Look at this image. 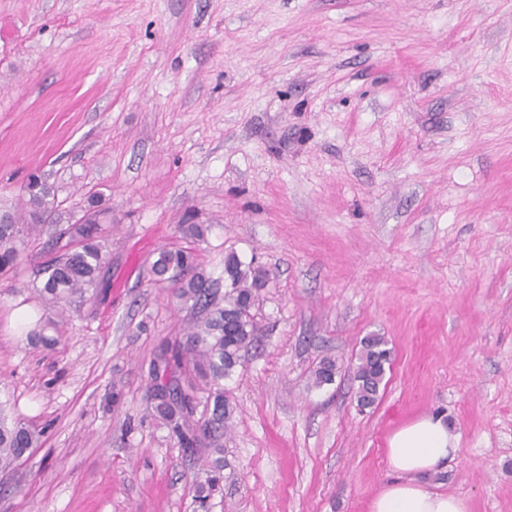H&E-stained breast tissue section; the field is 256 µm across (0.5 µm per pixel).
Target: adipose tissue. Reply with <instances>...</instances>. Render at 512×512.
<instances>
[{
  "label": "adipose tissue",
  "instance_id": "1",
  "mask_svg": "<svg viewBox=\"0 0 512 512\" xmlns=\"http://www.w3.org/2000/svg\"><path fill=\"white\" fill-rule=\"evenodd\" d=\"M457 450L442 418L424 416L399 427L386 448L394 478L372 498L369 512H469L465 499L437 491L426 480Z\"/></svg>",
  "mask_w": 512,
  "mask_h": 512
}]
</instances>
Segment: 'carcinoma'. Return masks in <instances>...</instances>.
<instances>
[{"label": "carcinoma", "mask_w": 512, "mask_h": 512, "mask_svg": "<svg viewBox=\"0 0 512 512\" xmlns=\"http://www.w3.org/2000/svg\"><path fill=\"white\" fill-rule=\"evenodd\" d=\"M22 191L18 205L0 211V275L23 262L29 238L46 231L50 240L40 267L43 281L37 289L45 300L63 309L74 296L103 287L102 273L108 260L104 223L109 210L92 199L83 218L53 225L48 219L55 217L60 207L55 185L45 176L32 175ZM152 273L155 283L169 284L178 300L206 312L186 339L163 342L150 368L148 400L153 412L171 427L184 447L194 448L224 435L233 407L224 396L221 381L233 373L241 353L261 333L253 310L259 306L270 273L261 266L244 264L234 253L228 254L224 281L229 289L224 292L222 306L214 304L211 280L197 270L189 248L161 250ZM388 366L390 351L384 337H364L354 373L360 409L376 403ZM336 373V361L322 360L314 373V385L332 383ZM202 402L209 415L196 421L194 413ZM37 443L38 435L27 426L0 419L1 468L12 465ZM223 481L222 465L217 460L206 482L197 486L200 508H206L211 497L221 491Z\"/></svg>", "instance_id": "cac0c4a2"}]
</instances>
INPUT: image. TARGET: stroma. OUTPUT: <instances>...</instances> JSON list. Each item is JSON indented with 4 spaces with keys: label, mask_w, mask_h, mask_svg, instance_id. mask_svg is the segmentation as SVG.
Here are the masks:
<instances>
[{
    "label": "stroma",
    "mask_w": 512,
    "mask_h": 512,
    "mask_svg": "<svg viewBox=\"0 0 512 512\" xmlns=\"http://www.w3.org/2000/svg\"><path fill=\"white\" fill-rule=\"evenodd\" d=\"M33 172L61 220L100 196L111 263L63 315L40 251L0 277V402L42 433L0 512H196L211 451L146 396L197 318L151 266L189 245L216 288L230 253L271 277L211 512H368L425 414L459 437L436 489L512 512V0H0V207ZM372 334L392 360L362 410ZM390 368V351L383 336H366L361 340L354 380L357 382L356 400L360 409L372 407L379 395L380 386Z\"/></svg>",
    "instance_id": "obj_1"
}]
</instances>
